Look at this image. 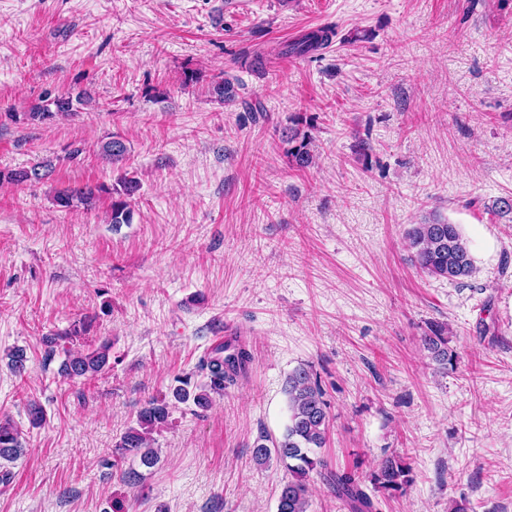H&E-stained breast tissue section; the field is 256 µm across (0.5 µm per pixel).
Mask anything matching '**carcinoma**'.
I'll list each match as a JSON object with an SVG mask.
<instances>
[{"label":"carcinoma","mask_w":512,"mask_h":512,"mask_svg":"<svg viewBox=\"0 0 512 512\" xmlns=\"http://www.w3.org/2000/svg\"><path fill=\"white\" fill-rule=\"evenodd\" d=\"M331 30L319 28L302 34L288 44L286 53L306 56L325 45ZM213 92L223 102H233L236 91L233 84L223 79L216 82ZM90 97L85 92L75 96L63 93L50 103L38 105L33 111L24 114V120L31 123H50L59 117L75 115V105L86 104ZM290 147L288 161L298 168H308L315 163V156L309 145L311 138L298 129L285 132ZM99 156L115 166L126 160L128 147L121 138L114 137L102 142ZM52 169L49 160L39 162L30 168L4 172L0 170V182L26 184L44 180ZM119 188L112 192L119 198L112 201L109 223H131L133 212L130 201L139 190V182L134 177L124 176L118 181ZM101 188L90 185L67 186L55 192L53 200L57 207L70 211L83 208L92 209L96 205L97 192ZM411 262L424 273L439 279L462 282L471 278L476 267L468 242L455 224L434 215L413 224L406 232ZM423 348L443 368L454 365L455 354L448 351V328L443 323L430 325L421 339ZM112 344L102 341L97 347L75 352H67L60 366V373L67 378L93 376L102 372L110 363ZM26 352L16 348L9 353V368L17 375L27 369ZM251 362V354L238 339L212 351L205 362L209 383L193 386L186 379L170 389L169 395L151 398L140 409L136 426L129 428L116 444L121 457H134L146 467L158 462L157 449L151 447V435L171 424V409L176 403H192L200 411L210 408L211 394L222 393L224 388L235 384ZM290 410L289 423L279 440L264 443L259 438L253 446L252 458L259 466H267L271 461L283 465L288 471V479L283 481L277 503V512H307L308 482L310 474L327 469V461L318 456L316 449L323 447L329 427L327 402L316 373L306 366L295 368L285 384ZM23 453L21 430L9 419L0 418V461L12 462ZM338 495L349 504L351 512H374L375 505L365 491V483H370L375 492L396 497L405 492L413 482L412 469L400 456L385 458L377 468L362 479L351 473H331Z\"/></svg>","instance_id":"obj_1"}]
</instances>
